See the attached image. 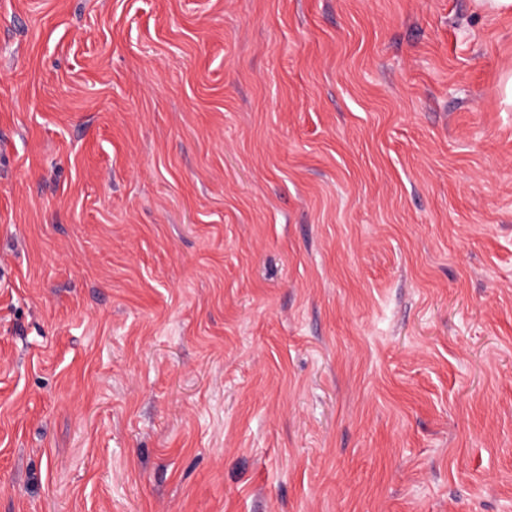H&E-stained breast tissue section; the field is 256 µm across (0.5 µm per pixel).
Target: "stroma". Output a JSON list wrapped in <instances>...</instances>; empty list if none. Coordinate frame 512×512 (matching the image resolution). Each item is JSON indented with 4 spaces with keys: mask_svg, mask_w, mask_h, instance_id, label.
Here are the masks:
<instances>
[{
    "mask_svg": "<svg viewBox=\"0 0 512 512\" xmlns=\"http://www.w3.org/2000/svg\"><path fill=\"white\" fill-rule=\"evenodd\" d=\"M512 13L0 0V512H512Z\"/></svg>",
    "mask_w": 512,
    "mask_h": 512,
    "instance_id": "stroma-1",
    "label": "stroma"
}]
</instances>
